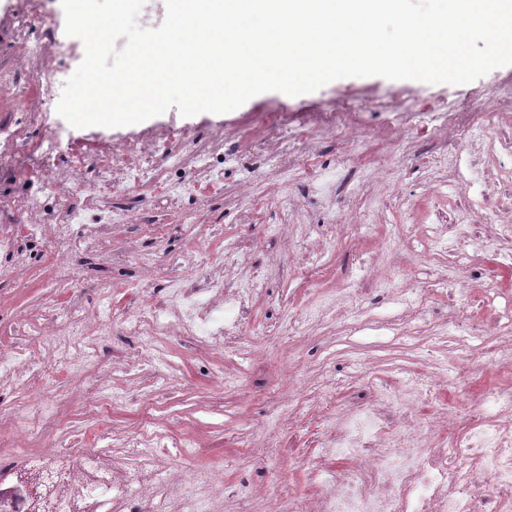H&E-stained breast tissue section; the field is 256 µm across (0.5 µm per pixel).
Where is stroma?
Wrapping results in <instances>:
<instances>
[{
    "mask_svg": "<svg viewBox=\"0 0 512 512\" xmlns=\"http://www.w3.org/2000/svg\"><path fill=\"white\" fill-rule=\"evenodd\" d=\"M13 3L0 0V71L32 74L40 62L23 58ZM401 87L418 99L463 102L491 87L512 90V65L461 85L346 77L295 97L265 92L223 114L184 117L172 108L136 125L72 129L56 155L63 181L51 205L83 209L94 241L70 255L66 271L54 262V237L23 235L16 205L31 185L0 169V227L22 235L18 253L0 252V266L12 270L0 279V349L27 357L13 377L0 379V464H21L44 448H98L107 431L119 438L174 435L181 447L161 451L170 465L171 490H178L182 477L173 465L177 459L224 478L206 512H300L317 488L297 471L296 458L318 433L315 416L325 382L334 380L333 397L339 400L353 392L363 366L376 379L404 361L402 339L387 327L400 320L403 306L379 292V283L398 285L408 278L429 290L430 322L410 323L424 348H432L437 332L458 333L448 322V285L438 281L420 243V225L436 197L459 192L455 183L441 187L442 169L427 162L448 150L452 132L411 130L392 159L376 138L385 113L363 112L361 152L371 173L364 187H340L328 209L303 183L287 199L254 203L252 191L279 177L267 155L283 128H271L265 144L239 161L225 160L220 137L274 114L286 126L308 121L342 102L351 89L385 100ZM172 129L185 133L168 143L183 156L173 178L198 177L194 151L205 148L210 162L224 171L222 188L206 186L200 195L175 199L155 195L146 185L91 194L64 178L71 149L89 139L117 144ZM124 210L130 221L103 223L105 213ZM353 216L362 222L349 233L342 224ZM231 243L250 255L251 271L266 287L251 305L238 342L206 348L167 326L147 341L134 332V312L162 299L170 281L181 276L173 258L189 260L203 249L213 254ZM144 253L151 262L141 261ZM489 268L500 287L512 289V263L482 250L458 287L484 286ZM364 290L370 297L363 304L340 305L321 322H306L304 310L319 296ZM107 304L112 315L100 319ZM60 349L69 352L70 364L56 363ZM294 360L306 383L299 406L307 417L292 424L281 413V400L288 393L284 370Z\"/></svg>",
    "mask_w": 512,
    "mask_h": 512,
    "instance_id": "1",
    "label": "stroma"
}]
</instances>
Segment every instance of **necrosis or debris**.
<instances>
[{
  "instance_id": "necrosis-or-debris-1",
  "label": "necrosis or debris",
  "mask_w": 512,
  "mask_h": 512,
  "mask_svg": "<svg viewBox=\"0 0 512 512\" xmlns=\"http://www.w3.org/2000/svg\"><path fill=\"white\" fill-rule=\"evenodd\" d=\"M83 53L81 40L59 48L53 32L46 31L26 48L27 57L41 62L35 74L23 82L16 72L0 73V86L10 89L23 111H42L60 97L72 63ZM376 108L392 117L381 134L389 144L404 134L411 118L448 110L441 100L409 104L402 98L377 102ZM451 113L454 173L465 194L450 212L434 211L427 230L434 244L454 241L456 256L464 261L470 257L469 243L477 238L490 252L512 248V193L491 201L483 188L485 176L492 172L512 179V137L503 133L512 126V92H497L489 108L460 104ZM355 124V113L333 109L320 120L292 129L289 142L295 158L288 163L287 184L277 187L276 195L287 196L289 186L299 182L334 189L335 173L322 167L313 150L314 142L327 134L343 145V169L359 172L364 162ZM486 128L501 129L502 134L487 144L482 157L462 153L475 132ZM60 141L59 132L49 130L37 147L42 167L18 172L20 179L37 187L18 206L35 236L45 225V201L58 191L53 169ZM164 149L159 140L140 139L91 154L76 150L68 157L69 178L80 187L111 184L118 160L124 183H159L170 196L197 194L196 181L161 182L152 161ZM221 264L238 270L234 284H226L220 271L211 270L204 289L185 283L169 288L162 302L147 304L133 315L134 330L149 337L170 324L206 347L239 336L249 305L264 291L263 282L249 273V261L238 247L225 246ZM501 294L494 287L469 288L455 300L453 321L467 333L451 342L443 336L436 339L441 347L453 343V358L415 359L402 376L379 384L367 381L366 401L339 404L321 415L324 439L314 452L298 458L299 467L320 488L309 512H512V313L496 310L494 301ZM476 308L484 319L474 326L470 320ZM486 368L499 376V384L467 394V410L459 412L446 397L449 373H456L465 385ZM126 445L141 461L135 482L115 466L108 448L75 454L47 448L23 468L0 467V512H127L136 500L141 512H168L167 500L160 497L168 488L159 464L163 438L144 434ZM183 481L179 512H201L218 492V476L210 469H193Z\"/></svg>"
}]
</instances>
